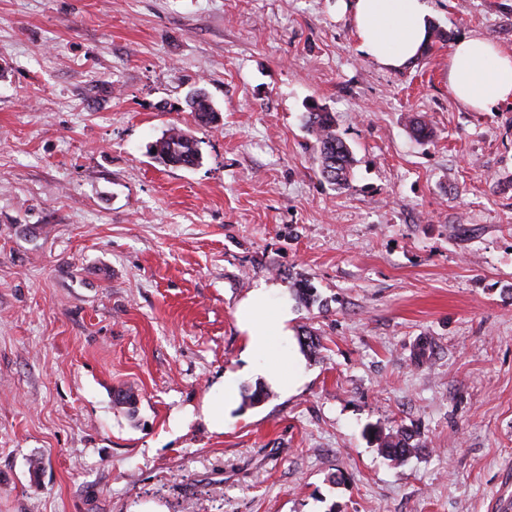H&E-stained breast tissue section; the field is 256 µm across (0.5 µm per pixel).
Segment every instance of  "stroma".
<instances>
[{"label": "stroma", "instance_id": "obj_1", "mask_svg": "<svg viewBox=\"0 0 512 512\" xmlns=\"http://www.w3.org/2000/svg\"><path fill=\"white\" fill-rule=\"evenodd\" d=\"M432 5L447 41L396 73L336 0H0V512H495L512 104L467 111L447 72L463 35L512 52V0ZM311 101L348 189L318 174ZM173 127L196 167L155 157ZM262 280L314 288L292 328L321 347L302 392L216 433L202 403ZM400 425L423 450L396 464L365 430ZM190 102L195 121L199 126L211 127L217 124L219 113L206 94L196 93ZM305 125L315 134L318 173L327 183L346 189L353 179L354 158L347 144L336 134L335 117L315 103L306 106Z\"/></svg>", "mask_w": 512, "mask_h": 512}]
</instances>
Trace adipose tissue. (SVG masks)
Listing matches in <instances>:
<instances>
[{"instance_id":"ef3b65f1","label":"adipose tissue","mask_w":512,"mask_h":512,"mask_svg":"<svg viewBox=\"0 0 512 512\" xmlns=\"http://www.w3.org/2000/svg\"><path fill=\"white\" fill-rule=\"evenodd\" d=\"M336 8L349 16L358 52L381 68L405 70L430 41L433 17L428 0H337ZM448 85L456 100L474 112L512 102V53L487 38L461 36L448 56ZM235 318L243 336L242 367L225 372L217 385L219 399L205 401L201 411L218 432L233 421L243 376L288 395L309 379L303 354L286 347L294 339V313L282 286L256 283L238 303Z\"/></svg>"}]
</instances>
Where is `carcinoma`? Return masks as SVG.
Here are the masks:
<instances>
[{
    "instance_id": "1",
    "label": "carcinoma",
    "mask_w": 512,
    "mask_h": 512,
    "mask_svg": "<svg viewBox=\"0 0 512 512\" xmlns=\"http://www.w3.org/2000/svg\"><path fill=\"white\" fill-rule=\"evenodd\" d=\"M191 108L197 124L210 127L218 122V111L206 94H195ZM305 125L315 134L318 173L327 183L339 189L350 186L353 179L354 158L347 144L336 134L335 117L323 107L310 103L306 106ZM156 156L166 165L190 168L200 162L197 140L177 127L170 128L156 141ZM113 401L124 405L129 415L136 413L137 398L130 390L114 392ZM378 453L390 461H403L419 450L411 443L412 434L404 426L386 435L376 434Z\"/></svg>"
}]
</instances>
